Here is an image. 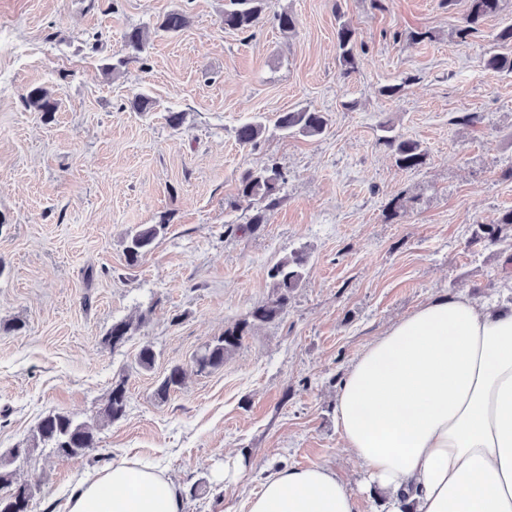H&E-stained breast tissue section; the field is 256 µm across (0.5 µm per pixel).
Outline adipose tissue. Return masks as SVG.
<instances>
[{
  "instance_id": "adipose-tissue-1",
  "label": "adipose tissue",
  "mask_w": 512,
  "mask_h": 512,
  "mask_svg": "<svg viewBox=\"0 0 512 512\" xmlns=\"http://www.w3.org/2000/svg\"><path fill=\"white\" fill-rule=\"evenodd\" d=\"M346 455L382 512H512V308L437 294L390 324L336 392ZM245 512H357L325 465L278 467ZM67 512H185L181 488L128 460L72 489Z\"/></svg>"
}]
</instances>
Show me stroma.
<instances>
[{
    "mask_svg": "<svg viewBox=\"0 0 512 512\" xmlns=\"http://www.w3.org/2000/svg\"><path fill=\"white\" fill-rule=\"evenodd\" d=\"M224 4L0 0V453L54 410L95 423L116 379L129 400L95 451L41 448L14 463L19 481L40 485L32 512H66L78 480L131 459L179 485L185 512H240L270 467L310 464L347 480L359 512H377L336 430L345 371L433 294L512 299V245L478 232L512 209V72L485 65L512 0L464 41L467 0H271L295 30L271 14L249 34L225 30ZM174 10L189 27L156 31ZM342 20L360 42L349 75ZM135 26L154 30L146 61L106 75ZM409 76L402 95H382ZM36 87L58 101L51 121L23 102ZM141 93L151 111L132 108ZM302 105L326 112L323 136L272 130L256 148L238 144L240 124ZM172 111L185 113L181 129ZM463 113L478 123H458ZM384 122L422 144L419 169L380 144ZM270 164L286 177L281 201L252 231L256 207L238 180ZM163 215L165 235L128 265L127 232ZM295 251L305 277L286 311L252 327L222 368L197 373L194 355L270 297L268 269ZM144 309L123 347L103 344L113 321ZM147 344L156 361L145 371L135 357ZM174 366L185 384L159 400Z\"/></svg>",
    "mask_w": 512,
    "mask_h": 512,
    "instance_id": "1",
    "label": "stroma"
}]
</instances>
